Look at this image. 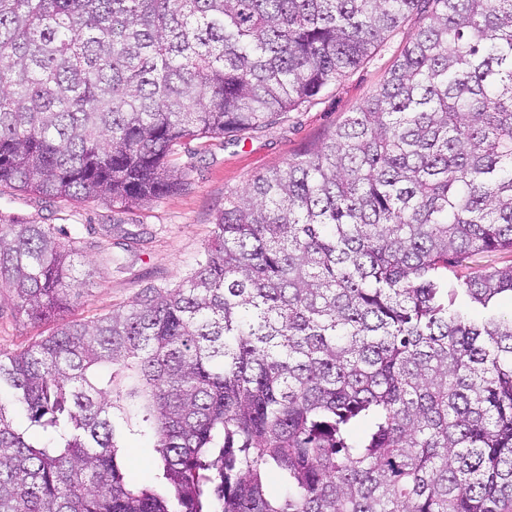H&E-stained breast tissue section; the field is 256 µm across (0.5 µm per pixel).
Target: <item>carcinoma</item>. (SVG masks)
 I'll use <instances>...</instances> for the list:
<instances>
[{
    "instance_id": "carcinoma-1",
    "label": "carcinoma",
    "mask_w": 512,
    "mask_h": 512,
    "mask_svg": "<svg viewBox=\"0 0 512 512\" xmlns=\"http://www.w3.org/2000/svg\"><path fill=\"white\" fill-rule=\"evenodd\" d=\"M414 13L380 87L227 196L178 284L0 352V512H512V266L448 287L512 250V0H0V188L158 199L177 147L309 106ZM76 243L0 224L29 320L92 278ZM507 265H512L511 251L477 253L467 260L466 267H462L458 270V276H462L461 280H463V276L469 274L470 272ZM124 447V466L128 477L138 482L148 479L154 470L156 457L151 444L138 435H129Z\"/></svg>"
}]
</instances>
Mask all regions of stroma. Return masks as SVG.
I'll list each match as a JSON object with an SVG mask.
<instances>
[{
    "label": "stroma",
    "instance_id": "obj_1",
    "mask_svg": "<svg viewBox=\"0 0 512 512\" xmlns=\"http://www.w3.org/2000/svg\"><path fill=\"white\" fill-rule=\"evenodd\" d=\"M421 23L419 15L409 16L381 47L312 105L286 113L279 123L240 144L214 138L179 148L174 163L187 171V182L159 199L123 210L101 202L78 203L0 189V224H55L87 242V249L75 260L76 269H94L95 276L91 285L77 288L63 319L86 321L124 310L144 288L167 287L184 278L212 236L225 195L322 142L379 87ZM107 225L112 228L110 264L91 247ZM58 322L31 323L0 289V351L27 346L55 331Z\"/></svg>",
    "mask_w": 512,
    "mask_h": 512
}]
</instances>
